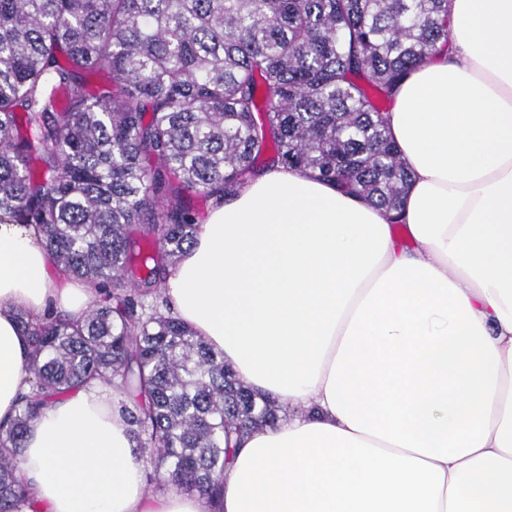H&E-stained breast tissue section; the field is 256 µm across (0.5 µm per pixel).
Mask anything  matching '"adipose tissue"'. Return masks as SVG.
I'll return each instance as SVG.
<instances>
[{"label":"adipose tissue","mask_w":512,"mask_h":512,"mask_svg":"<svg viewBox=\"0 0 512 512\" xmlns=\"http://www.w3.org/2000/svg\"><path fill=\"white\" fill-rule=\"evenodd\" d=\"M448 44L398 84V215L307 172L249 180L169 278L178 317L287 404L233 436L218 503L148 495L120 383L48 403L17 457L40 512H512V0H448ZM402 224L407 238L392 234ZM34 228L0 219V422L26 386L21 314L83 319Z\"/></svg>","instance_id":"adipose-tissue-1"}]
</instances>
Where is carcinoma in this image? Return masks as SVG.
<instances>
[{
  "mask_svg": "<svg viewBox=\"0 0 512 512\" xmlns=\"http://www.w3.org/2000/svg\"><path fill=\"white\" fill-rule=\"evenodd\" d=\"M448 27V0H0V213L97 292L82 320L21 316L30 391L0 425V512L33 508L16 458L46 403L117 378L163 484L220 498L224 435L278 417L164 295L191 193L220 204L282 165L399 211L386 104Z\"/></svg>",
  "mask_w": 512,
  "mask_h": 512,
  "instance_id": "carcinoma-1",
  "label": "carcinoma"
}]
</instances>
